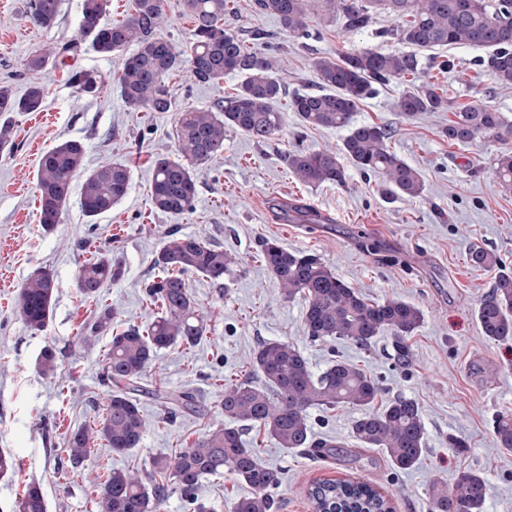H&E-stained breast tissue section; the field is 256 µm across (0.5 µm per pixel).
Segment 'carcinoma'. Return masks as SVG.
Wrapping results in <instances>:
<instances>
[{
  "mask_svg": "<svg viewBox=\"0 0 512 512\" xmlns=\"http://www.w3.org/2000/svg\"><path fill=\"white\" fill-rule=\"evenodd\" d=\"M193 23L192 41L182 48L162 34L164 0H131L127 17L108 20L110 0H83L79 27L91 38L90 47L100 56L116 58L120 67L113 82L126 108L132 112H168L174 101L169 79L186 74L198 83L218 84L227 75L238 77L234 92L214 109L188 107L178 112L175 126L176 157L158 156L152 163L151 198L156 209L174 218L192 213L197 188L193 169L212 161L224 150V133L241 131L258 142L282 132L284 113L278 103L286 85L277 75V61L269 48L270 34H260L264 48L246 44L224 26L228 0H183ZM61 0H29L32 23L51 29L57 23ZM257 10L277 17L284 31L295 38L309 35L311 16L323 15L345 32L368 28L379 13L399 19L397 28L382 32L411 47L362 48L339 58L317 57L313 69L318 90L295 93L288 102L306 129L347 131L339 149L308 152L295 146L288 151L289 171L305 186L347 183L346 164L363 174L380 176L391 200H411L424 195L420 172L390 150L389 130L383 124L353 121L360 104L378 87L390 82L407 85L395 109L407 120L433 112H452L441 130L451 145L468 147L482 140L502 145L492 175L500 192L512 194V121L492 105L452 106L447 91L422 77V52L437 48L467 47L482 52L477 65L502 87L512 86V0H255ZM81 42H50L23 63L27 74H37L59 59L80 51ZM67 82L80 93L94 97L104 81L90 69L72 70ZM45 90L29 83L18 97L10 84L0 83V115L38 112ZM80 142L66 140L39 159L36 187L40 223L51 231L61 223L72 192V178L83 167ZM129 167L111 162L86 172L80 204L94 220L109 212L126 196ZM262 261L272 273L284 300L298 296L307 305L303 330L312 341L345 340L369 348L378 336L392 335L394 366L407 370L412 364L408 339L423 323L422 310L401 299L373 301L341 279L320 257L290 252L275 239L260 246ZM476 269L496 270L492 291L478 303V322L491 340L512 338V269L482 247L469 253ZM235 258L224 249L192 236L167 235L156 254L159 275L144 285L157 316L144 328L130 324L112 336L104 359L102 381L111 387L100 419L78 428L67 438V462L74 468L85 460L91 445L103 441L113 452L126 454L140 447L148 429L137 395L156 354L175 345L194 346L204 336V311L193 298L184 275L202 274L217 281L232 272ZM122 265L102 254L81 264L76 286L86 300L98 299L101 289L117 282ZM57 288L54 275L35 270L20 289L15 312L32 331L42 332L50 322ZM40 372L55 377L60 370L56 352L48 347L39 359ZM253 367L263 382L245 380L224 384L219 402L228 423L210 429L175 458L152 459L147 478L138 472L114 468L95 489L97 512H163L170 488L193 506V512H209L197 498L201 480L227 473L251 488L235 499L228 512H273L272 490L277 473L267 467L256 449L243 439L246 427L258 431L290 451L314 457L333 455L331 442L314 436L309 411L350 408L360 412L350 436L363 448H378L396 471L416 468L428 447V432L416 400L397 396L380 410L374 403L383 391L380 382L358 365L343 359L330 361L319 375L293 343L264 341L254 352ZM167 417L201 413L190 390L155 394ZM498 446L512 452V411L499 412L493 420ZM487 479L478 472L462 474L453 488L434 480L428 485L427 512H483ZM314 512H393L390 499L370 483L338 480L316 483L308 489ZM12 512H46V502L36 483L27 486L14 502Z\"/></svg>",
  "mask_w": 512,
  "mask_h": 512,
  "instance_id": "obj_1",
  "label": "carcinoma"
}]
</instances>
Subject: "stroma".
<instances>
[{"label": "stroma", "instance_id": "stroma-1", "mask_svg": "<svg viewBox=\"0 0 512 512\" xmlns=\"http://www.w3.org/2000/svg\"><path fill=\"white\" fill-rule=\"evenodd\" d=\"M81 7L82 0H62L56 26L46 31L31 23L28 0H0V82H9L16 95H23L32 79L23 72L24 59L46 43L79 39ZM224 23L248 41L258 33L273 35L279 74L291 93L316 90L312 63L317 57L364 47L394 48V40L384 33L397 26L396 19L382 14L367 30L346 33L338 24L316 18L308 37L297 39L275 17L259 12L254 0H230ZM448 55L455 68L438 80L454 104L488 102L512 117V87L495 84L476 65L475 51L457 47ZM73 66L101 74L104 86L96 97L79 94L67 83L66 71ZM114 69V61L86 46L78 56L41 71L35 79L46 90L43 111L11 113L13 145L0 150V453L16 461L14 472L0 478V512H9L33 482L42 488L47 512H96L92 485L110 470L147 472L153 456L175 455L223 423L219 400L225 382L256 380L253 355L269 340L297 345L316 374L334 358L358 364L382 382L378 405L396 395L415 399L429 432L420 465L399 472L375 448L361 451L354 463L341 457L311 458L278 447L257 430H245L248 446L279 476L274 512H312L307 487L347 477L395 493L394 512H426L430 480L451 486L466 471L480 472L488 480L485 512H512V453L499 448L492 428L498 412L512 410V340L483 335L476 306L489 293L496 273L468 263L470 250L480 246L512 266V194L499 192L492 176L499 143L448 144L440 135L448 123L445 112L404 119L394 108L403 87L393 82L365 100L354 119L389 128L391 150L425 180L423 197L388 201L380 177L353 168L346 186L302 185L288 169V150L297 142L310 152L335 148L343 133L302 129L295 112L288 110L280 135L265 142L227 131L223 152L193 171L195 210L176 219L152 203L151 163L158 156H174L178 109L214 108L238 79L228 76L217 85H198L180 77L171 82L173 111L131 112L112 82ZM65 140L82 143L86 170L124 161L131 180L124 199L91 222L80 208L84 176L76 174L62 222L47 232L40 224L35 173L41 155ZM276 201L311 209L322 221L281 219L272 207ZM171 230L220 245L239 264L233 275L218 281L186 275L191 294L210 314L207 331L194 346L159 351L144 381L147 392L140 397L151 423L140 448L120 455L93 446L78 470L60 476L57 464L66 456L68 434L92 425L107 404L109 392L100 373L112 332L152 318L154 308L144 300L143 285L157 275L154 258ZM265 238L277 239L290 251L320 256L369 299L397 298L421 307L424 323L409 340L410 369L391 370L394 351L387 334L368 349L342 340L308 339L302 329L306 301L280 298L260 258ZM95 252L112 254L124 276L90 301L78 294L75 272ZM39 267L53 273L57 293L47 329L33 332L14 309L23 283ZM105 307L113 312L110 329L95 333L91 345H84L77 333ZM49 346L61 364L56 380L38 372L40 354ZM157 389L193 391L201 414L164 420L153 395ZM356 416L353 409H314L309 421L315 437L350 450ZM452 435L463 439L464 447H449ZM249 492L247 485L225 475L203 479L197 494L212 512H225L230 502Z\"/></svg>", "mask_w": 512, "mask_h": 512}]
</instances>
